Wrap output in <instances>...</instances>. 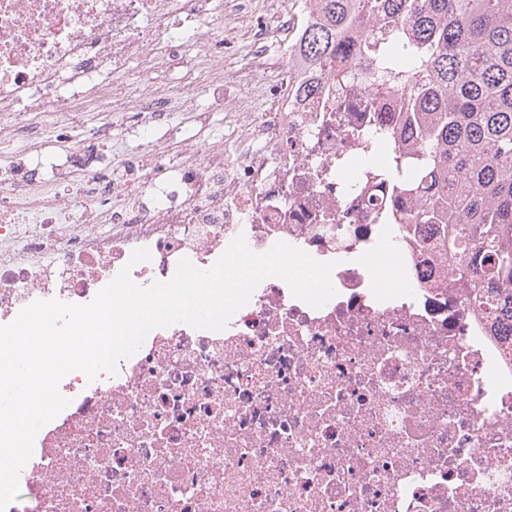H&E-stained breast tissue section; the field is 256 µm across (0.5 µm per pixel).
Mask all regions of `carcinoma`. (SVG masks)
<instances>
[{
  "mask_svg": "<svg viewBox=\"0 0 512 512\" xmlns=\"http://www.w3.org/2000/svg\"><path fill=\"white\" fill-rule=\"evenodd\" d=\"M298 52L327 65L365 20L367 80L414 102L407 156L375 168L446 225L449 267L468 303L512 328V0H310Z\"/></svg>",
  "mask_w": 512,
  "mask_h": 512,
  "instance_id": "obj_1",
  "label": "carcinoma"
}]
</instances>
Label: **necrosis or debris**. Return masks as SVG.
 I'll list each match as a JSON object with an SVG mask.
<instances>
[{"mask_svg":"<svg viewBox=\"0 0 512 512\" xmlns=\"http://www.w3.org/2000/svg\"><path fill=\"white\" fill-rule=\"evenodd\" d=\"M307 19L306 0H0V326L127 264L141 286L210 268L239 235L336 264L322 308L270 278L223 331L157 329L117 375H66L5 512H512V348L451 281L441 225L390 223L415 198L358 163L410 129L357 35L331 68L270 53ZM190 54L197 77L167 81ZM176 99L202 123L232 105L229 140L185 146ZM116 112L138 141L117 177Z\"/></svg>","mask_w":512,"mask_h":512,"instance_id":"1","label":"necrosis or debris"}]
</instances>
